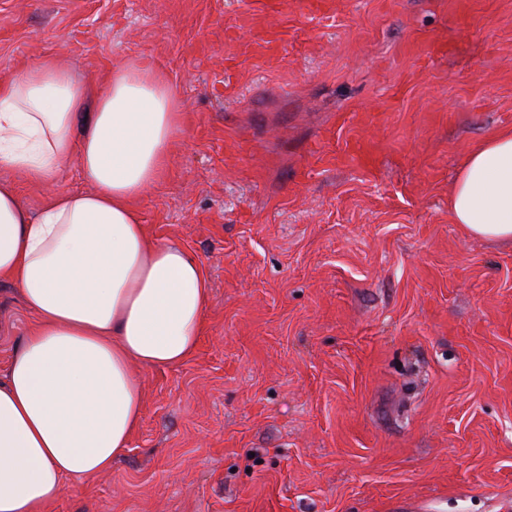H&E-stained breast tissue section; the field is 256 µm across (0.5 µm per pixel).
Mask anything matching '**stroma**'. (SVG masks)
Wrapping results in <instances>:
<instances>
[{
	"label": "stroma",
	"mask_w": 512,
	"mask_h": 512,
	"mask_svg": "<svg viewBox=\"0 0 512 512\" xmlns=\"http://www.w3.org/2000/svg\"><path fill=\"white\" fill-rule=\"evenodd\" d=\"M460 3L0 0V75L164 74L185 119L137 209L211 288L195 351L136 367L126 451L49 512H512V244L448 210L512 126V0ZM33 322L1 282L0 372Z\"/></svg>",
	"instance_id": "35a3bbf8"
}]
</instances>
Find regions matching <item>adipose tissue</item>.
Instances as JSON below:
<instances>
[{"mask_svg":"<svg viewBox=\"0 0 512 512\" xmlns=\"http://www.w3.org/2000/svg\"><path fill=\"white\" fill-rule=\"evenodd\" d=\"M182 122L164 77L137 62L95 93L54 56L0 76V171L51 190L34 214L0 184V281L35 318L0 375V512H46L67 482L109 471L142 413L134 365H178L198 343L203 268L135 206ZM73 165L91 191L56 189ZM448 209L467 234L512 242V129L473 148Z\"/></svg>","mask_w":512,"mask_h":512,"instance_id":"obj_1","label":"adipose tissue"}]
</instances>
